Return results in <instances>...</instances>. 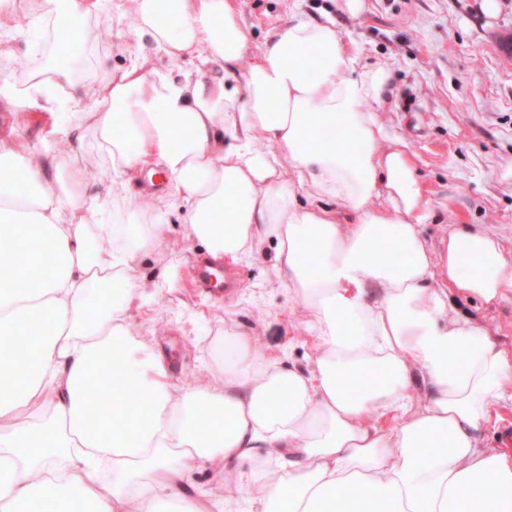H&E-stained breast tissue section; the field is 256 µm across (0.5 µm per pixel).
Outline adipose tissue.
<instances>
[{
	"mask_svg": "<svg viewBox=\"0 0 512 512\" xmlns=\"http://www.w3.org/2000/svg\"><path fill=\"white\" fill-rule=\"evenodd\" d=\"M101 2L27 7L80 44ZM122 8L168 72L139 56L87 83L55 48L12 101L79 108L74 133L93 135L116 174L160 167L167 188L148 209L183 205L210 256L272 248L315 354L301 370L228 330L223 374L173 384L125 319L143 295L136 258L161 247L162 225H92L106 201L87 164L64 171L0 141V341L26 321L37 337L34 358L0 350V512H222L186 489L199 461L223 471L227 497L257 489L249 512H512V454L478 436L512 399V350L458 305L511 300L512 252L453 224L439 243L423 236L430 190L377 110L389 64L357 69L334 20L296 5L247 63L240 0ZM114 342L124 356L109 380ZM96 389L111 390V417L93 413ZM384 414L392 425L373 424Z\"/></svg>",
	"mask_w": 512,
	"mask_h": 512,
	"instance_id": "ef3b65f1",
	"label": "adipose tissue"
}]
</instances>
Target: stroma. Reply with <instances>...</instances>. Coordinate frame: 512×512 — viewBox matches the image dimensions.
<instances>
[{
  "label": "stroma",
  "instance_id": "obj_1",
  "mask_svg": "<svg viewBox=\"0 0 512 512\" xmlns=\"http://www.w3.org/2000/svg\"><path fill=\"white\" fill-rule=\"evenodd\" d=\"M119 0H105L90 23L105 32L79 54L87 76L105 80L139 51L132 33L136 22L118 10ZM289 0H240L252 37L245 50L253 55L265 33L288 19ZM495 17L485 18L479 0H364L355 18L336 13L337 28L359 50L361 65L389 61L392 92L381 112L383 122L408 142L418 155L421 179L432 191L435 218L423 233L438 243L449 225L495 233L512 250V0H498ZM44 23L17 7L0 26V43L14 46L19 60H42L51 43ZM73 121L70 107L56 114L23 102L0 109V138L24 141L33 152L59 161H94L98 189L108 198L98 223L136 217L138 223L164 224V252L137 258L139 275L151 285L153 297L135 303L127 313L131 333L150 335L166 357L173 382L190 388L212 376L225 329L250 334L265 357L287 355L307 368L314 342L304 332L301 306L286 289L276 287L267 262H227L238 288L215 296L195 286L192 270L205 247L187 238L184 208L163 218L146 208L138 183L122 185L112 172L110 157L93 136L70 142L64 131ZM469 313L496 334L499 344L512 346V306L489 308L479 300H460Z\"/></svg>",
  "mask_w": 512,
  "mask_h": 512
}]
</instances>
